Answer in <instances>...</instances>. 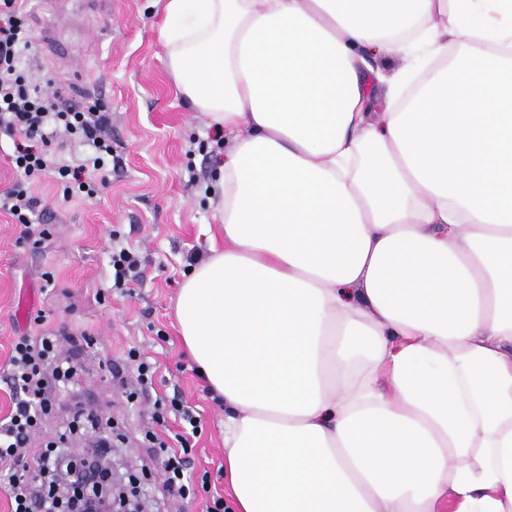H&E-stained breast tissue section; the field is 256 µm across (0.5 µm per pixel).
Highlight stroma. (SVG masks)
Here are the masks:
<instances>
[{
    "label": "stroma",
    "mask_w": 512,
    "mask_h": 512,
    "mask_svg": "<svg viewBox=\"0 0 512 512\" xmlns=\"http://www.w3.org/2000/svg\"><path fill=\"white\" fill-rule=\"evenodd\" d=\"M163 0H119L100 13L81 0H27L32 83L80 105L101 102L112 121L110 185L93 198L64 200L55 177L26 185L40 205L33 227L40 242L22 240L11 216L0 214V418L14 398L6 380L15 339L48 329L68 336L63 353L77 366L72 391L32 442L39 449L66 422L73 402L110 419L113 460L137 476L157 512H205L224 494V405L198 375L179 336L173 307L195 260L223 249L214 217L223 129L176 95L161 37ZM119 243L136 252L144 274L129 294L113 290L108 251ZM158 367L146 400L125 401L133 385L129 350ZM177 396L200 421L190 437L194 499L162 496L161 467L146 432H179L173 416L154 421L151 402Z\"/></svg>",
    "instance_id": "stroma-1"
}]
</instances>
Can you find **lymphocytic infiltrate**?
<instances>
[{"mask_svg": "<svg viewBox=\"0 0 512 512\" xmlns=\"http://www.w3.org/2000/svg\"><path fill=\"white\" fill-rule=\"evenodd\" d=\"M18 0H0V131L14 139L12 164L23 182L0 193V213L11 216L30 236L31 217L38 200L24 185L26 178L56 173L65 185L64 199L91 196L107 181V158L112 143L107 136L111 118L98 105L77 107L60 92L46 93L32 86L24 70L31 42L24 29ZM67 133L85 146V159L78 166L60 163L51 144L59 133ZM58 339L23 336L13 345L8 379L17 397L11 413L0 419V490L11 503L10 512H53L54 497L47 492L33 495L32 488L46 472L76 471L82 462L63 450L47 446L37 467H27L24 449L39 429L41 418L53 406L51 390L67 383L74 372L57 354ZM164 486L180 498L194 495L195 487L186 470L184 453L158 440Z\"/></svg>", "mask_w": 512, "mask_h": 512, "instance_id": "1", "label": "lymphocytic infiltrate"}]
</instances>
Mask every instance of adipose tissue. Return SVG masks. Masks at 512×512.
<instances>
[{"label": "adipose tissue", "instance_id": "obj_1", "mask_svg": "<svg viewBox=\"0 0 512 512\" xmlns=\"http://www.w3.org/2000/svg\"><path fill=\"white\" fill-rule=\"evenodd\" d=\"M231 138L175 306L232 512H512V0H165ZM422 58L398 78L367 56Z\"/></svg>", "mask_w": 512, "mask_h": 512}]
</instances>
